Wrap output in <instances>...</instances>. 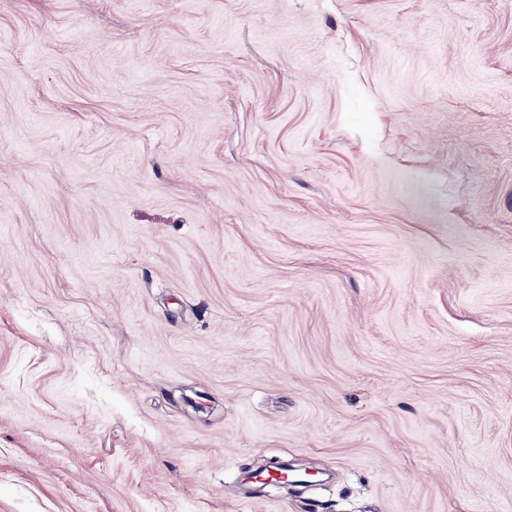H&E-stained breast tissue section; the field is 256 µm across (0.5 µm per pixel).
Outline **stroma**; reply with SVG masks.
<instances>
[{
  "label": "stroma",
  "instance_id": "obj_1",
  "mask_svg": "<svg viewBox=\"0 0 512 512\" xmlns=\"http://www.w3.org/2000/svg\"><path fill=\"white\" fill-rule=\"evenodd\" d=\"M0 512H512V0H0Z\"/></svg>",
  "mask_w": 512,
  "mask_h": 512
}]
</instances>
